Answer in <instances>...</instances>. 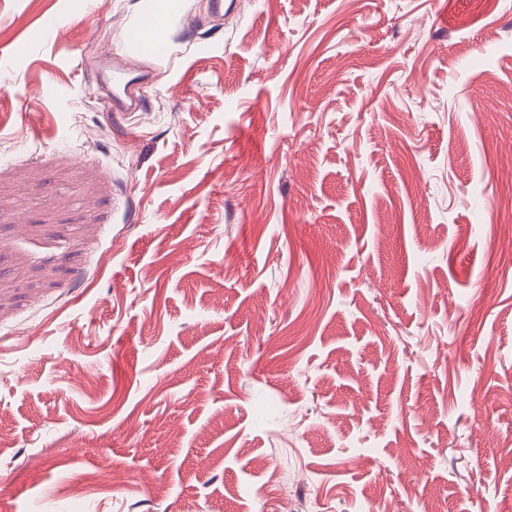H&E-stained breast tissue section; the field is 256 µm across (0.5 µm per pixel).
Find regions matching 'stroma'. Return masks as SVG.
I'll list each match as a JSON object with an SVG mask.
<instances>
[{"label":"stroma","instance_id":"stroma-1","mask_svg":"<svg viewBox=\"0 0 512 512\" xmlns=\"http://www.w3.org/2000/svg\"><path fill=\"white\" fill-rule=\"evenodd\" d=\"M0 0V512L512 506V0ZM161 1H164L162 6H157L155 2L150 1L151 5L147 11V28L145 25H142L135 31V37L141 41V39L143 40V32L146 28L144 42L151 46L158 45L161 42L169 16L179 9V0ZM128 68L114 70L112 72V86L116 88L117 93L112 98V109L115 111H125L130 107H137L141 102L139 87L132 79H127ZM129 101L130 103H128Z\"/></svg>","mask_w":512,"mask_h":512}]
</instances>
